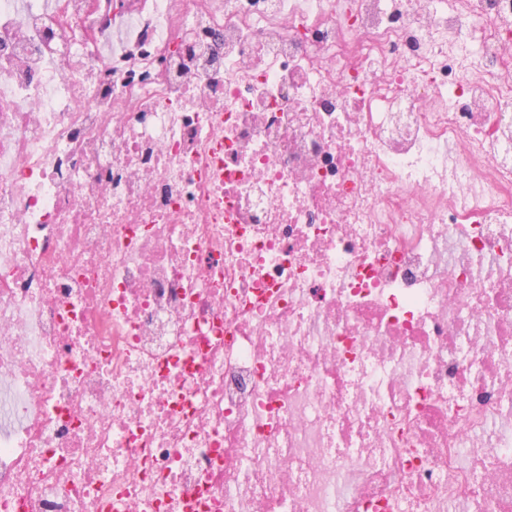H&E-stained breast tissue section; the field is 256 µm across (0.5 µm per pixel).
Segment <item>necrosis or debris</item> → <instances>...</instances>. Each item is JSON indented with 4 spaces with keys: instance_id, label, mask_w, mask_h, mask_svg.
Here are the masks:
<instances>
[{
    "instance_id": "necrosis-or-debris-1",
    "label": "necrosis or debris",
    "mask_w": 512,
    "mask_h": 512,
    "mask_svg": "<svg viewBox=\"0 0 512 512\" xmlns=\"http://www.w3.org/2000/svg\"><path fill=\"white\" fill-rule=\"evenodd\" d=\"M0 512H512V0H0Z\"/></svg>"
}]
</instances>
